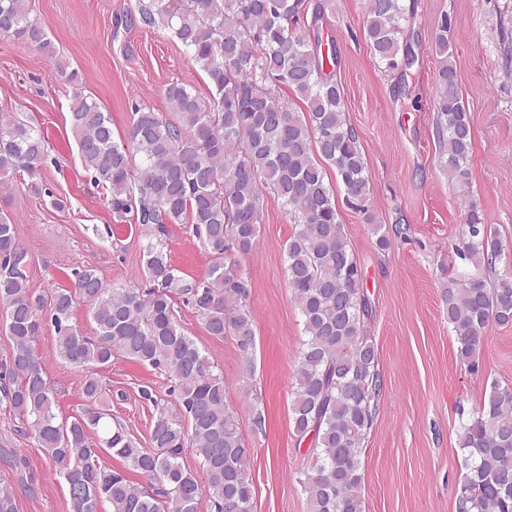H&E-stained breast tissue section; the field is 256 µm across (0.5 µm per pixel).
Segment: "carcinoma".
Segmentation results:
<instances>
[{
    "label": "carcinoma",
    "instance_id": "1",
    "mask_svg": "<svg viewBox=\"0 0 512 512\" xmlns=\"http://www.w3.org/2000/svg\"><path fill=\"white\" fill-rule=\"evenodd\" d=\"M141 21L170 29L208 76L215 93L205 101L184 84L165 95L177 122L147 107L135 108L127 143L114 141L112 120L79 91L71 103V126L85 167L112 189V209H133L146 239L144 276L152 288H109L93 269L76 273L74 290L45 300L28 286L29 252L15 225L0 216V307L12 350L3 363L0 397L37 440L69 491V512H197L199 483L183 465L198 458L214 512H250L252 449L236 411L226 400L224 376L195 340L181 329L177 301L195 310L207 333L231 336L243 358L242 376L254 374L255 331L246 301L251 281L241 260L257 247L265 199L288 211L294 231L285 244L288 288L302 318L305 340L292 389L296 445H306L309 464L300 472L308 512H364L360 455L382 393L374 344L367 336L369 304L360 265L339 220L331 167L345 203L365 215L380 249L390 233L369 212L370 178L359 137L347 119L336 80L334 40L323 37L325 0H150ZM402 0H368L364 25L373 56L389 69L398 60ZM448 18L435 34L440 61L436 76V135L443 171L469 184L473 148L470 116L458 93L448 38ZM0 35L54 53L46 25L29 17L28 0H0ZM305 103L299 111L283 90ZM141 155L133 166L132 153ZM45 140L33 127L0 113V184L18 172L37 176ZM188 224L210 253L206 277L175 274L165 252L166 225ZM463 254L472 270L448 277L443 302L457 341V358L479 370L480 352L492 327H512V258L503 241L471 206ZM494 280L486 275L499 263ZM91 304L96 334L70 324L73 296ZM58 340L55 355L81 368L106 367L120 356L148 365L173 381L175 411L144 386L140 398L153 405L151 446L135 441L106 419L105 388L86 376L81 412L66 422L53 411L55 390L35 344L45 325ZM102 432L99 443L91 432ZM465 473L456 512H512V387L490 385L461 426ZM112 451L147 479L137 487L125 472L99 463Z\"/></svg>",
    "mask_w": 512,
    "mask_h": 512
}]
</instances>
